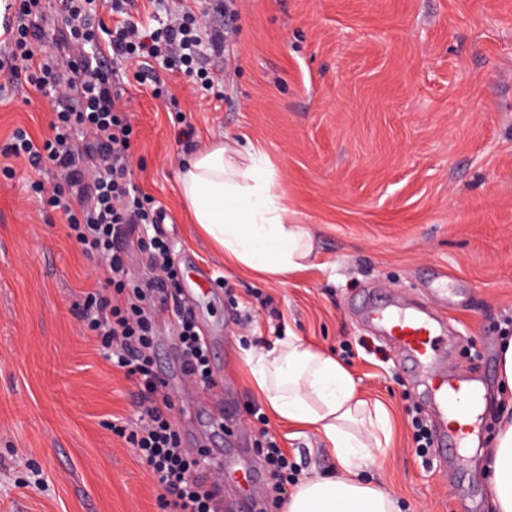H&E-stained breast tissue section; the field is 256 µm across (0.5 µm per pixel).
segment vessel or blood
I'll return each mask as SVG.
<instances>
[{"label": "vessel or blood", "mask_w": 512, "mask_h": 512, "mask_svg": "<svg viewBox=\"0 0 512 512\" xmlns=\"http://www.w3.org/2000/svg\"><path fill=\"white\" fill-rule=\"evenodd\" d=\"M366 309L402 352L418 387L430 399L438 418L437 447L447 452L463 447L464 436L457 423L477 410L482 383L465 374L444 371V356L437 344L443 317L377 301L368 303Z\"/></svg>", "instance_id": "1"}]
</instances>
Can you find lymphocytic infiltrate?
<instances>
[{
  "instance_id": "1",
  "label": "lymphocytic infiltrate",
  "mask_w": 512,
  "mask_h": 512,
  "mask_svg": "<svg viewBox=\"0 0 512 512\" xmlns=\"http://www.w3.org/2000/svg\"><path fill=\"white\" fill-rule=\"evenodd\" d=\"M93 2L60 0L68 32L62 44L67 51L55 63L44 58L33 41L40 0H13L11 13L0 18L10 73L25 74L35 91L51 98L55 106L49 137L38 144L25 132H16L8 153L36 169L46 162L57 169L63 186L49 191L36 180L31 187L47 207L62 214L69 237L81 251L104 263V287L84 289L77 316L86 332L100 337L105 359L137 387L139 412L126 439L158 488L163 512H215L220 474L212 470L207 453L186 448L169 417L172 400L167 385L151 365L154 317L166 310L168 284L177 272L167 242L154 232L162 213L132 176L133 125L110 60L160 57L168 70L190 75L204 50L223 55L226 34L219 29L203 33L188 10L149 32L125 18V0H112L113 11L123 19L102 45L87 13ZM143 234L149 237L150 262L157 275L132 285L127 281L132 258L118 243ZM178 323L182 370L190 382L211 386L208 348L190 312L180 311ZM265 443L262 465L271 492L280 494L298 470L274 437H266Z\"/></svg>"
}]
</instances>
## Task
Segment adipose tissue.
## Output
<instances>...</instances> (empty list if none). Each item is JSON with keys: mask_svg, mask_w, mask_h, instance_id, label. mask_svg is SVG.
Returning <instances> with one entry per match:
<instances>
[{"mask_svg": "<svg viewBox=\"0 0 512 512\" xmlns=\"http://www.w3.org/2000/svg\"><path fill=\"white\" fill-rule=\"evenodd\" d=\"M275 171L256 152L224 138L180 167L179 199L199 236L227 266L283 281L313 267L315 240L288 221L272 192ZM251 381L271 414L330 448V474L298 482L282 512H397L392 495L362 472L388 447L390 418L356 394L350 370L294 332L247 354ZM492 512H512V398L502 408L486 451Z\"/></svg>", "mask_w": 512, "mask_h": 512, "instance_id": "ef3b65f1", "label": "adipose tissue"}]
</instances>
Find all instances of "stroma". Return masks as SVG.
<instances>
[{"label":"stroma","mask_w":512,"mask_h":512,"mask_svg":"<svg viewBox=\"0 0 512 512\" xmlns=\"http://www.w3.org/2000/svg\"><path fill=\"white\" fill-rule=\"evenodd\" d=\"M236 13L200 88L158 62L116 68L134 123L131 169L165 220L177 295L209 350L212 388L180 380L174 323H160L156 370L192 450H220L221 512H281L260 468L262 431L302 474L328 469L316 436L251 415L262 399L248 350L294 331L332 352L358 394L388 411L391 444L366 476L401 512H489L484 450L450 468L415 440L431 412L399 353L355 311L380 294L428 303L435 273L463 288L450 310L446 369L498 388L512 338V0H225ZM0 46V512H163L159 490L110 424L133 419L134 387L82 329L80 290L106 276L30 183L52 167L6 157L16 130L40 142L51 106L5 69ZM177 96V123L154 88ZM230 137L265 156L273 190L317 241L315 267L271 282L224 264L179 202L181 159ZM223 428H216V421Z\"/></svg>","instance_id":"1"}]
</instances>
